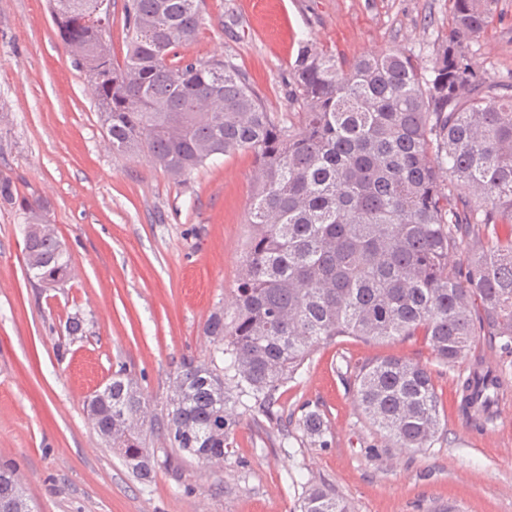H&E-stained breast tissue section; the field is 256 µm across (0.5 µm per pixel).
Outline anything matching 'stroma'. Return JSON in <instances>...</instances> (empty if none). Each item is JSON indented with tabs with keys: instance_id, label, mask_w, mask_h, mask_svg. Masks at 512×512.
<instances>
[{
	"instance_id": "stroma-1",
	"label": "stroma",
	"mask_w": 512,
	"mask_h": 512,
	"mask_svg": "<svg viewBox=\"0 0 512 512\" xmlns=\"http://www.w3.org/2000/svg\"><path fill=\"white\" fill-rule=\"evenodd\" d=\"M453 0H206L205 24L177 56L229 60L267 111L299 122L292 65L303 46L352 60L398 48L430 63ZM476 70L512 76V0L467 42ZM256 162L217 156L174 181L148 158L114 152L47 0H0V466L14 468L34 512H302L310 484L350 512H512V349L479 345L452 366L423 337L321 346L280 390L282 418L241 415L220 467L172 448L167 402L183 360L214 349L204 327L236 287ZM40 202L70 255L68 278L39 288L26 265L23 209ZM82 330L69 335L70 317ZM426 366L440 402L429 448L393 447L355 401L362 363ZM508 385L496 420L462 410L457 380L476 362ZM126 369L150 401L155 467L140 479L93 429L86 401ZM325 422V446L299 428ZM299 426L306 436L314 439V443L318 442L320 446L324 445L325 441L321 440L324 434V421L319 411H307L299 420Z\"/></svg>"
}]
</instances>
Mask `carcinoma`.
<instances>
[{"mask_svg":"<svg viewBox=\"0 0 512 512\" xmlns=\"http://www.w3.org/2000/svg\"><path fill=\"white\" fill-rule=\"evenodd\" d=\"M59 38L83 73L112 150L142 153L181 179L208 160L252 154L257 182L242 274L205 332L207 362L183 363L168 403L173 447L224 462L240 412L278 420L279 391L317 348L425 337L452 365L481 342L512 347V95L465 62L464 44L496 0H454L448 41L424 66L399 49L351 61L307 47L293 67L297 126L268 112L222 58L171 59L204 23L205 0H126L127 53L112 58V0H49ZM475 242L463 245L464 237ZM27 266L41 288L64 282L69 257L43 207H26ZM488 374L462 386L491 400ZM359 406L396 448L431 446L439 400L428 369L389 357L356 370ZM88 403L94 428L140 477L151 470L149 400L118 371ZM319 444L317 410L299 420ZM30 512L0 467V512ZM304 512H348L314 486Z\"/></svg>","mask_w":512,"mask_h":512,"instance_id":"carcinoma-1","label":"carcinoma"}]
</instances>
